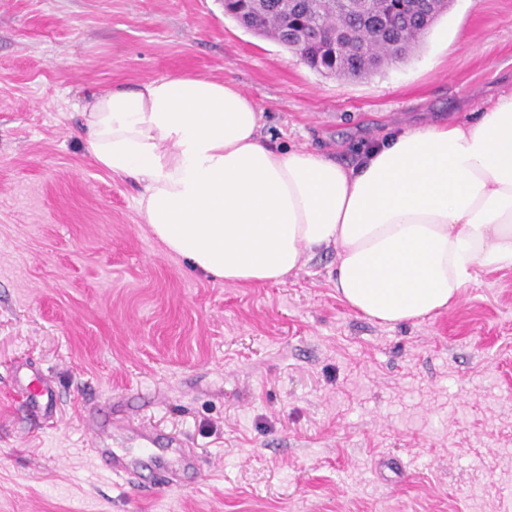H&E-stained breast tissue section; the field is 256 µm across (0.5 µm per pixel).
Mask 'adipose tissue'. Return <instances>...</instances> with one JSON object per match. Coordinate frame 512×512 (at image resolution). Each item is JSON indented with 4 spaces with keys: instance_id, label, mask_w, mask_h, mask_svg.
Wrapping results in <instances>:
<instances>
[{
    "instance_id": "ef3b65f1",
    "label": "adipose tissue",
    "mask_w": 512,
    "mask_h": 512,
    "mask_svg": "<svg viewBox=\"0 0 512 512\" xmlns=\"http://www.w3.org/2000/svg\"><path fill=\"white\" fill-rule=\"evenodd\" d=\"M82 116L89 156L140 184L167 252L226 284L281 281L333 244L343 300L399 323L447 308L475 267L512 268V90L476 121L391 134L354 168L263 144L259 106L230 81L117 84Z\"/></svg>"
}]
</instances>
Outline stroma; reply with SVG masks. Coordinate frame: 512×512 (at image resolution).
<instances>
[{
	"label": "stroma",
	"mask_w": 512,
	"mask_h": 512,
	"mask_svg": "<svg viewBox=\"0 0 512 512\" xmlns=\"http://www.w3.org/2000/svg\"><path fill=\"white\" fill-rule=\"evenodd\" d=\"M435 29L349 80L223 0H0V512H512V269L393 325L341 299L332 245L227 285L169 255L139 186L85 149L93 95L190 73L256 101L262 142L355 166L512 85V0H452ZM23 365L55 387L49 416L14 395ZM98 414L183 438L195 482L113 476Z\"/></svg>",
	"instance_id": "1"
}]
</instances>
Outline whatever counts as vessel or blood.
Returning a JSON list of instances; mask_svg holds the SVG:
<instances>
[{
  "label": "vessel or blood",
  "mask_w": 512,
  "mask_h": 512,
  "mask_svg": "<svg viewBox=\"0 0 512 512\" xmlns=\"http://www.w3.org/2000/svg\"><path fill=\"white\" fill-rule=\"evenodd\" d=\"M14 383L23 397L27 412L42 416L53 411L56 394L51 384L39 371L16 372ZM93 450L99 463L119 478L138 472L142 461H150L158 475L172 486H180L185 473L196 472L197 460L183 442L167 438L153 431L139 429L132 433V443L124 448L110 445L111 432L107 422L93 423Z\"/></svg>",
  "instance_id": "obj_1"
}]
</instances>
